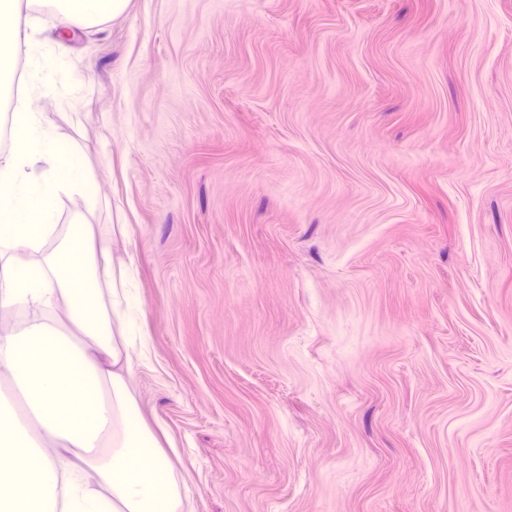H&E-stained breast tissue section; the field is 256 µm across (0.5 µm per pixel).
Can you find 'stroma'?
<instances>
[{"instance_id": "obj_1", "label": "stroma", "mask_w": 512, "mask_h": 512, "mask_svg": "<svg viewBox=\"0 0 512 512\" xmlns=\"http://www.w3.org/2000/svg\"><path fill=\"white\" fill-rule=\"evenodd\" d=\"M58 202L129 271L182 512H512V0H129Z\"/></svg>"}]
</instances>
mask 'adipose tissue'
I'll list each match as a JSON object with an SVG mask.
<instances>
[{"label":"adipose tissue","instance_id":"adipose-tissue-1","mask_svg":"<svg viewBox=\"0 0 512 512\" xmlns=\"http://www.w3.org/2000/svg\"><path fill=\"white\" fill-rule=\"evenodd\" d=\"M22 0H0V323L65 305V325L0 326V512H180L186 489L130 389L133 367L103 300L115 267L79 225L58 230L57 203L92 199L72 173L75 147L42 117L48 83L71 66L31 36ZM56 35L118 14L124 0H37ZM27 93L15 99L17 63Z\"/></svg>","mask_w":512,"mask_h":512}]
</instances>
